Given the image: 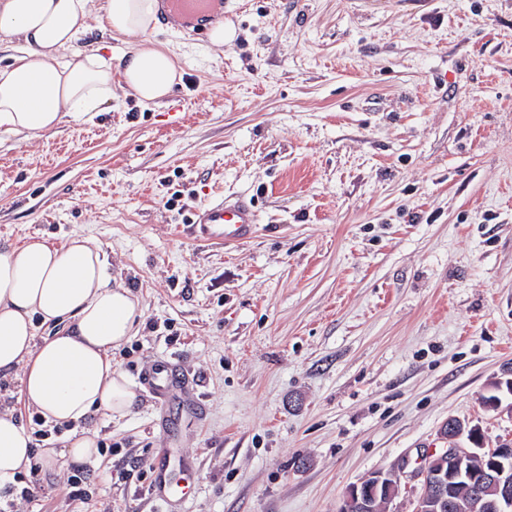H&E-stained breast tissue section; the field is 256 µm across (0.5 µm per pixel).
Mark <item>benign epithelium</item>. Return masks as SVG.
<instances>
[{"instance_id": "7a95c632", "label": "benign epithelium", "mask_w": 512, "mask_h": 512, "mask_svg": "<svg viewBox=\"0 0 512 512\" xmlns=\"http://www.w3.org/2000/svg\"><path fill=\"white\" fill-rule=\"evenodd\" d=\"M508 375L491 383L503 398L491 400L490 407L500 408L506 398L511 400L507 410L512 414V371ZM463 431L462 422L450 419L441 427L439 439L456 440ZM468 440L469 446L442 448L425 458L416 471L420 487L414 512H462L461 490L468 494L467 512H512V442L487 448L475 428ZM403 478L399 469L372 473L347 490L340 512H380L382 505L398 496Z\"/></svg>"}]
</instances>
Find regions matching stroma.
I'll return each instance as SVG.
<instances>
[{"label":"stroma","mask_w":512,"mask_h":512,"mask_svg":"<svg viewBox=\"0 0 512 512\" xmlns=\"http://www.w3.org/2000/svg\"><path fill=\"white\" fill-rule=\"evenodd\" d=\"M159 44L182 73L162 103L118 89L92 120L0 131V245L91 239L144 306L112 353L136 403L91 421L112 456L43 465L20 512H338L448 419L512 440L484 405L512 366V0H224L223 47L161 24L104 52ZM240 195L250 239L189 237ZM162 359L202 401L167 432L140 384ZM161 448L199 477L183 506L120 474Z\"/></svg>","instance_id":"stroma-1"}]
</instances>
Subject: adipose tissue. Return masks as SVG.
<instances>
[{"mask_svg":"<svg viewBox=\"0 0 512 512\" xmlns=\"http://www.w3.org/2000/svg\"><path fill=\"white\" fill-rule=\"evenodd\" d=\"M161 0H0V37L21 42L0 64V130L56 131L68 120L105 111L113 85L144 103L166 99L182 74L165 46L136 47L119 61L99 48H76L90 23L111 36L154 30ZM143 312L131 291L110 282L101 248L83 237L56 246L41 238L0 247V374L23 367V397L46 422L68 427L60 448L32 449L31 431L0 411V490L16 485L34 456L80 463L99 456L96 413L126 416L136 394L112 365ZM55 336L36 343L37 322Z\"/></svg>","mask_w":512,"mask_h":512,"instance_id":"ef3b65f1","label":"adipose tissue"}]
</instances>
